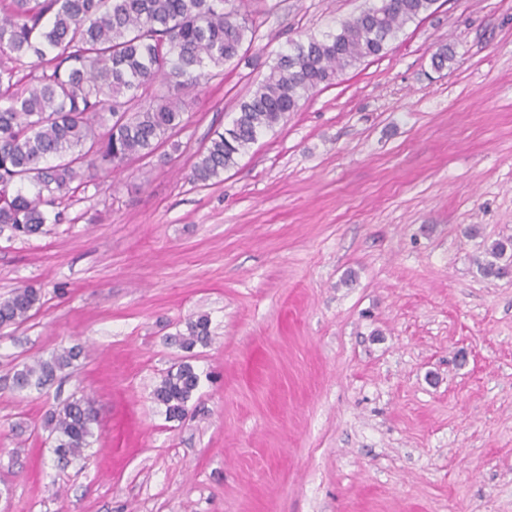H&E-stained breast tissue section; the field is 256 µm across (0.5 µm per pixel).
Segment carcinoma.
Segmentation results:
<instances>
[{"label":"carcinoma","instance_id":"carcinoma-1","mask_svg":"<svg viewBox=\"0 0 512 512\" xmlns=\"http://www.w3.org/2000/svg\"><path fill=\"white\" fill-rule=\"evenodd\" d=\"M437 0H377L320 37L293 41L243 98L231 125L197 154L191 180H220L258 137L344 72L385 52ZM255 0H0V233L30 236L65 219L78 191L100 173L147 157L184 121L183 92L224 72L257 38ZM37 63L18 77L26 60ZM480 265L486 278L512 275V238L497 240ZM43 305L25 286L0 299V328L18 326ZM210 340V322L186 324L175 342L190 351ZM80 356L72 347L24 365L15 389H39ZM192 364L168 372L153 391L166 419L180 420L199 387ZM93 402L75 398L50 411L44 428L60 464L90 446Z\"/></svg>","mask_w":512,"mask_h":512}]
</instances>
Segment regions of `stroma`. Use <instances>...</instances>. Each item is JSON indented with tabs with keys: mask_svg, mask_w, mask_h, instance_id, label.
<instances>
[{
	"mask_svg": "<svg viewBox=\"0 0 512 512\" xmlns=\"http://www.w3.org/2000/svg\"><path fill=\"white\" fill-rule=\"evenodd\" d=\"M258 5L247 60L189 94L179 151L0 234V298L44 301L0 329V512H512V278L478 269L512 236V0H438L202 187L196 152L277 53L365 0ZM201 315L212 341L185 353ZM186 359L199 388L169 421L152 392ZM81 394L98 423L64 466L43 421ZM79 356L80 350L72 347L52 354L49 359L38 360L32 365H23L14 372L13 385L19 391L42 388L52 381L58 372L71 367Z\"/></svg>",
	"mask_w": 512,
	"mask_h": 512,
	"instance_id": "1",
	"label": "stroma"
}]
</instances>
